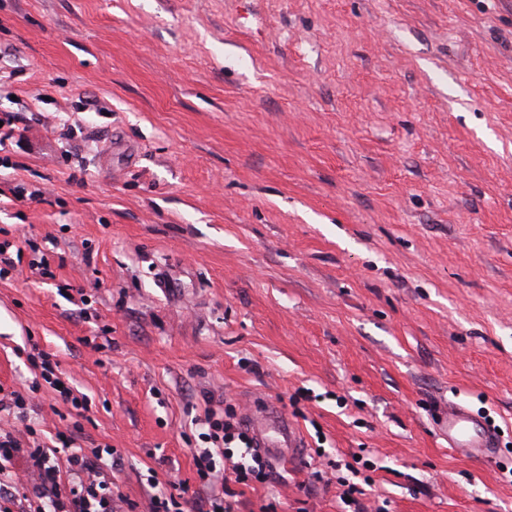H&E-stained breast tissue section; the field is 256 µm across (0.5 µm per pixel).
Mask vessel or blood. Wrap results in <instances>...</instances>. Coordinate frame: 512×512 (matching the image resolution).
<instances>
[{"label": "vessel or blood", "mask_w": 512, "mask_h": 512, "mask_svg": "<svg viewBox=\"0 0 512 512\" xmlns=\"http://www.w3.org/2000/svg\"><path fill=\"white\" fill-rule=\"evenodd\" d=\"M246 428L260 452L289 449V461H296L302 437L298 426L272 403L254 408L246 416ZM440 427L453 451L468 457L491 459L497 446L494 429L477 420L466 408L448 404L441 413Z\"/></svg>", "instance_id": "obj_1"}]
</instances>
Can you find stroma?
Segmentation results:
<instances>
[{
	"label": "stroma",
	"instance_id": "stroma-1",
	"mask_svg": "<svg viewBox=\"0 0 512 512\" xmlns=\"http://www.w3.org/2000/svg\"><path fill=\"white\" fill-rule=\"evenodd\" d=\"M0 70V191L42 193L0 202V393L40 443L197 512L192 417L268 401L303 446L238 512H512V0H0ZM54 355L46 352H38L37 355H30L29 358L36 367H40L41 376L50 387L58 393L61 400L65 403H70L76 410L89 411L88 400L84 396H77L68 384L61 377L56 375V368H58V362L53 361ZM62 385V388H59ZM440 427L448 447L464 456L490 460L498 448L495 430L460 405L448 403L441 413Z\"/></svg>",
	"mask_w": 512,
	"mask_h": 512
}]
</instances>
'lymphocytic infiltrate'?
I'll list each match as a JSON object with an SVG mask.
<instances>
[{
	"label": "lymphocytic infiltrate",
	"mask_w": 512,
	"mask_h": 512,
	"mask_svg": "<svg viewBox=\"0 0 512 512\" xmlns=\"http://www.w3.org/2000/svg\"><path fill=\"white\" fill-rule=\"evenodd\" d=\"M203 422L205 447L194 449L199 480L209 484L220 473L231 471L233 485H222L219 494L201 502L199 512H235V485L272 482V465L252 444L241 422L206 410ZM111 447L84 450L70 437L58 446L27 442L19 430L0 428V512H14L16 502L26 501L28 512H137L138 505L113 494L108 471L115 463ZM28 464V479L20 481L14 464Z\"/></svg>",
	"instance_id": "obj_1"
}]
</instances>
